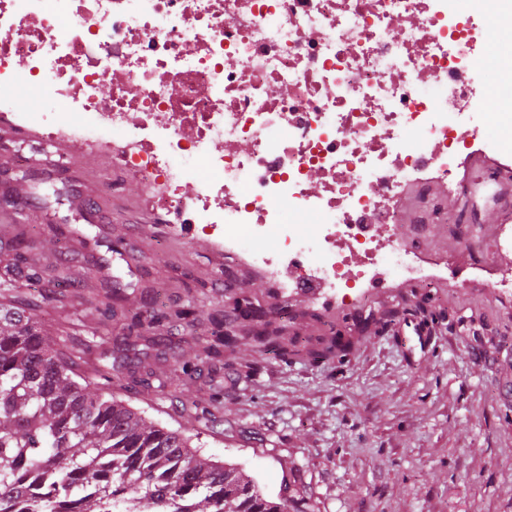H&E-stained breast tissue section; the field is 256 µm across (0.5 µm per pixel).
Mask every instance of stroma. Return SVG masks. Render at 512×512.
<instances>
[{
  "label": "stroma",
  "mask_w": 512,
  "mask_h": 512,
  "mask_svg": "<svg viewBox=\"0 0 512 512\" xmlns=\"http://www.w3.org/2000/svg\"><path fill=\"white\" fill-rule=\"evenodd\" d=\"M25 206L35 222L0 223V246L24 235L45 278L75 282L34 320L87 381L185 431L202 457L242 466L273 497L298 486L309 512H512V292L494 287L512 271V248L494 244L512 184L470 210L434 182L408 190L392 240L436 278L390 275L366 317L350 299L284 292L226 259L209 232H175L108 156L78 157L64 174L0 139V210ZM452 216L468 217L469 240L449 232ZM108 291L117 318L91 319L87 298ZM238 298L261 309V325L226 320ZM176 308L187 318L155 322ZM135 314L147 354L111 371ZM260 329L312 349L339 335L349 349L267 354L253 339ZM177 361L192 377L167 385Z\"/></svg>",
  "instance_id": "1"
}]
</instances>
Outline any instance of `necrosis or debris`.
<instances>
[{"mask_svg": "<svg viewBox=\"0 0 512 512\" xmlns=\"http://www.w3.org/2000/svg\"><path fill=\"white\" fill-rule=\"evenodd\" d=\"M46 2L0 0V106L22 76L68 109L15 124L109 147L155 209L287 290L344 299L429 278L392 243L402 187L453 182L475 144L500 147L470 111L512 82L511 56L485 73L475 55L512 0ZM193 159L209 171L194 186Z\"/></svg>", "mask_w": 512, "mask_h": 512, "instance_id": "4bbe7bcc", "label": "necrosis or debris"}]
</instances>
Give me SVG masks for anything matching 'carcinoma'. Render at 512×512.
Listing matches in <instances>:
<instances>
[{
    "label": "carcinoma",
    "mask_w": 512,
    "mask_h": 512,
    "mask_svg": "<svg viewBox=\"0 0 512 512\" xmlns=\"http://www.w3.org/2000/svg\"><path fill=\"white\" fill-rule=\"evenodd\" d=\"M39 267L0 256V512H305L299 491L267 498L236 464L204 458L91 383L30 313ZM112 320V299H87Z\"/></svg>",
    "instance_id": "1"
}]
</instances>
